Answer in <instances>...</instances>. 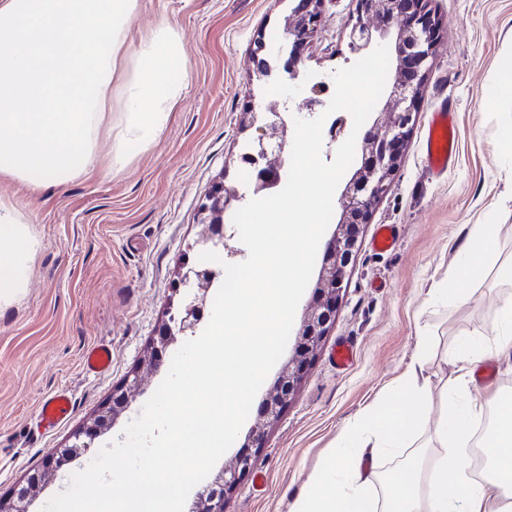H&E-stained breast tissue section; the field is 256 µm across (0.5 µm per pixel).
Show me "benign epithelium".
Wrapping results in <instances>:
<instances>
[{
  "mask_svg": "<svg viewBox=\"0 0 512 512\" xmlns=\"http://www.w3.org/2000/svg\"><path fill=\"white\" fill-rule=\"evenodd\" d=\"M323 0H295L289 16L285 42L267 48L262 42L257 48L261 57L256 60L259 79L272 76L296 80L299 78L301 59L298 48L314 30L321 14ZM361 9L374 10L379 14L375 28L363 20H357L349 33V46L354 52L368 48L373 37L385 38L395 16L413 10L419 21L397 30L395 35L396 67L390 96L394 101L391 126L364 138L361 145V166L346 183L342 194V214L337 229L326 244L324 260L316 285L314 306L305 314L297 334L295 356L282 369L279 380L264 402V413L274 420L288 404L303 372L316 355L334 323L339 296L347 267L353 261L359 221L369 212L373 203L388 189L400 160V149L413 121L414 101L421 88L422 70L431 54L436 26L425 10L424 0H359ZM289 112L287 102L273 104L260 112L252 113V122L260 121L259 135L252 142L253 151L243 163L255 172L253 194L272 190L283 177L285 159V133L287 123L284 114ZM243 200L236 192H227L220 184L206 197L200 206V224L203 232L201 244L217 245L224 242V212L234 202ZM217 273L210 268L184 265L178 272L175 292L186 290L178 303L168 307L167 319L159 330L160 347L167 348L175 336L192 331L200 322L207 305L208 292ZM129 392L125 388L113 391L112 399L104 411L74 435V442L52 453L47 465L26 478L25 493L33 498L50 476L78 458L83 450L82 438L100 437L129 407ZM257 464L256 454L243 451L237 465L218 473L197 491L189 512H224L225 497L236 486L240 476Z\"/></svg>",
  "mask_w": 512,
  "mask_h": 512,
  "instance_id": "7a95c632",
  "label": "benign epithelium"
}]
</instances>
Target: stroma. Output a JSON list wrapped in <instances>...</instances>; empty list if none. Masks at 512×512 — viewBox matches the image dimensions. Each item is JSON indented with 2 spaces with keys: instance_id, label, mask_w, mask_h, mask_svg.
<instances>
[{
  "instance_id": "stroma-1",
  "label": "stroma",
  "mask_w": 512,
  "mask_h": 512,
  "mask_svg": "<svg viewBox=\"0 0 512 512\" xmlns=\"http://www.w3.org/2000/svg\"><path fill=\"white\" fill-rule=\"evenodd\" d=\"M291 7L290 0H140L134 33L172 27L189 72L148 150L119 173L99 164L35 192L0 177V198L23 208L38 241L25 291L0 307V496L43 468L52 449L68 445L135 373L129 408L95 445L123 439L168 372L147 355L178 267L199 260L201 203L221 183L251 193L241 155L258 131L245 127L247 114L285 101L291 117L313 119L311 99L330 102L333 73L357 58L348 46L353 23L377 22L375 14L359 15L357 0H325L319 26L300 48V78L259 80L255 49L283 39ZM426 8L438 35L398 171L360 228L335 323L288 406L276 421L265 419L263 402L295 353L291 343L219 459L218 468L234 467L250 435L262 433L256 471L240 477L224 512H289L354 418L398 407L419 345L427 347L433 394L455 378L453 354L464 343L496 369L493 382L469 385L482 407L512 393V360L497 356L491 338L499 305L512 299V279L502 274L512 264V0H426ZM442 106L454 114L458 145L453 165L437 177L424 136ZM380 224L400 229L384 253L370 245ZM486 224L495 227L494 253L456 292L461 243ZM341 340L355 352L345 370L330 357ZM101 343L112 346L111 369L85 372L83 351ZM59 388L72 396L69 420L34 433L40 403Z\"/></svg>"
}]
</instances>
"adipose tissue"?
Listing matches in <instances>:
<instances>
[{
	"label": "adipose tissue",
	"instance_id": "adipose-tissue-1",
	"mask_svg": "<svg viewBox=\"0 0 512 512\" xmlns=\"http://www.w3.org/2000/svg\"><path fill=\"white\" fill-rule=\"evenodd\" d=\"M139 0H0V174L36 190L88 174L101 141H110L108 172L146 151L165 127L188 79L182 45L168 26L132 41ZM124 101L112 111V93ZM35 242L24 213L0 198V302L26 287ZM403 407L356 418L338 448L306 479L290 512H512V405L500 407L493 464L481 473L461 463L479 409L444 398L434 408L425 358L403 383ZM434 419L436 441L455 465L435 462L427 497L420 475L379 482L361 470L363 456L393 448L407 418Z\"/></svg>",
	"mask_w": 512,
	"mask_h": 512
}]
</instances>
